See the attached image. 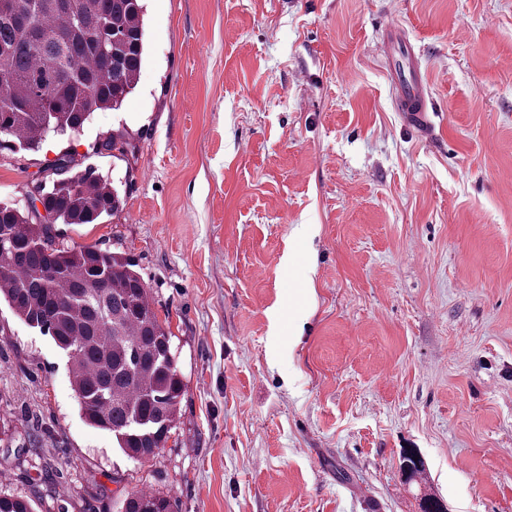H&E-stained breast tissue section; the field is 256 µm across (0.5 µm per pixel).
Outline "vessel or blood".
<instances>
[{
	"label": "vessel or blood",
	"mask_w": 512,
	"mask_h": 512,
	"mask_svg": "<svg viewBox=\"0 0 512 512\" xmlns=\"http://www.w3.org/2000/svg\"><path fill=\"white\" fill-rule=\"evenodd\" d=\"M384 58L388 61V76L397 91V106L413 123L422 128L432 125L433 103L430 100L416 66L412 44L399 36L397 26H389L382 42Z\"/></svg>",
	"instance_id": "vessel-or-blood-1"
}]
</instances>
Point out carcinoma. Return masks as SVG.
Instances as JSON below:
<instances>
[{
    "instance_id": "cac0c4a2",
    "label": "carcinoma",
    "mask_w": 512,
    "mask_h": 512,
    "mask_svg": "<svg viewBox=\"0 0 512 512\" xmlns=\"http://www.w3.org/2000/svg\"><path fill=\"white\" fill-rule=\"evenodd\" d=\"M143 0H0V148L39 149L49 133L80 132L118 111L137 87L146 44ZM40 194L51 223L0 204V299L66 355L80 411L136 462L175 427L184 385L148 288L133 263L93 246L59 248L51 225L95 224L120 204L109 178L61 156ZM400 469L423 480L414 448ZM0 512H33L0 494ZM118 512H174L170 497L136 491Z\"/></svg>"
}]
</instances>
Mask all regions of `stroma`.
Masks as SVG:
<instances>
[{
  "label": "stroma",
  "mask_w": 512,
  "mask_h": 512,
  "mask_svg": "<svg viewBox=\"0 0 512 512\" xmlns=\"http://www.w3.org/2000/svg\"><path fill=\"white\" fill-rule=\"evenodd\" d=\"M145 7L134 93L79 136L0 151V203L28 210L64 155L113 178L119 210L55 241L134 262L172 334L179 420L133 463L0 302V492L36 512H117L142 488L177 512H420L426 490L512 512V0ZM391 22L431 131L393 105Z\"/></svg>",
  "instance_id": "35a3bbf8"
}]
</instances>
